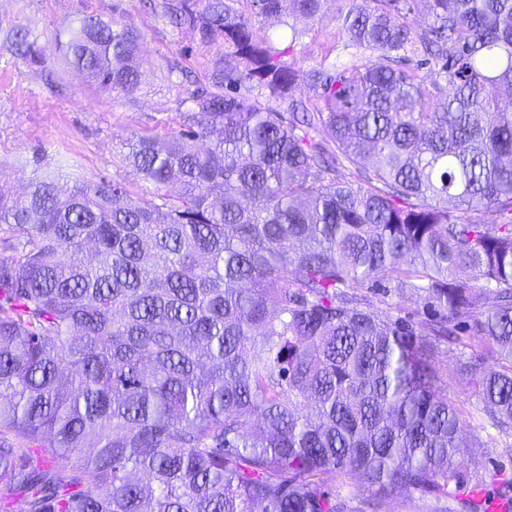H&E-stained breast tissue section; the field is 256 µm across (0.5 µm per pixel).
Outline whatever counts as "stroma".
<instances>
[{
	"mask_svg": "<svg viewBox=\"0 0 512 512\" xmlns=\"http://www.w3.org/2000/svg\"><path fill=\"white\" fill-rule=\"evenodd\" d=\"M234 6L253 17L258 36L272 48L289 49L288 60L297 69L309 70L325 57L339 65L350 60L335 5L315 18L297 19L295 28L303 35L296 41L295 28L254 18L250 0H235ZM88 15L141 33L143 76L132 92L99 91L58 56L57 39ZM15 25L38 36L46 66L6 50V33ZM223 52V44L204 45L191 29L168 26L146 0H0V191L18 195L29 179L51 174L64 183L117 181L131 198H148V185L125 162L133 136L179 130L187 79L207 84L219 57L233 65ZM448 393L471 412L463 427L464 435L476 440L466 466L469 481L485 485L493 499H512V437H502L476 415L479 398L471 387L452 377Z\"/></svg>",
	"mask_w": 512,
	"mask_h": 512,
	"instance_id": "35a3bbf8",
	"label": "stroma"
}]
</instances>
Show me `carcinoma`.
I'll use <instances>...</instances> for the list:
<instances>
[{"label":"carcinoma","instance_id":"1","mask_svg":"<svg viewBox=\"0 0 512 512\" xmlns=\"http://www.w3.org/2000/svg\"><path fill=\"white\" fill-rule=\"evenodd\" d=\"M251 2L280 20L329 0ZM336 3L372 60L300 71L226 0H159L237 65L187 90L183 130L131 144L152 199L52 176L0 192V234L21 242L0 256V491L27 512H386L402 489L484 512L435 355L468 350L453 374L512 436V0ZM6 43L43 63L28 27ZM141 45L88 16L58 52L130 92ZM365 288L415 291L424 320ZM329 474L369 497H336ZM368 302L379 313L393 318L402 317L418 322L423 317V302L415 292H404L393 297H383L364 290Z\"/></svg>","mask_w":512,"mask_h":512}]
</instances>
